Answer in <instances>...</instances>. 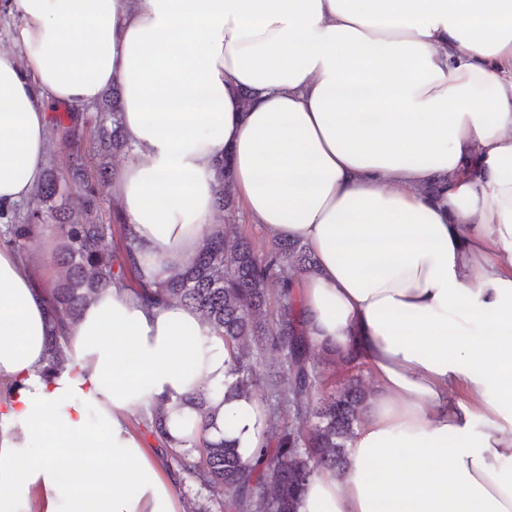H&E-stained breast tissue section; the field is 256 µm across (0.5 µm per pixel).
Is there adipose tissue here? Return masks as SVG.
<instances>
[{
    "mask_svg": "<svg viewBox=\"0 0 512 512\" xmlns=\"http://www.w3.org/2000/svg\"><path fill=\"white\" fill-rule=\"evenodd\" d=\"M0 205L43 174L49 104L121 87L112 180L136 274L178 272L216 231L217 159L267 242H303L316 344L355 349L375 392L341 476L297 512H512V0H10ZM83 37L79 51L67 39ZM48 297L0 246V512H180L130 417L161 401L179 448L249 457L266 418L222 337L117 288L45 371ZM483 429L472 433L474 417Z\"/></svg>",
    "mask_w": 512,
    "mask_h": 512,
    "instance_id": "adipose-tissue-1",
    "label": "adipose tissue"
}]
</instances>
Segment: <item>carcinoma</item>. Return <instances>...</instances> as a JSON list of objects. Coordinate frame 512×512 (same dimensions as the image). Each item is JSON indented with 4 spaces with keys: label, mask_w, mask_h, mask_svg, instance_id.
Returning a JSON list of instances; mask_svg holds the SVG:
<instances>
[{
    "label": "carcinoma",
    "mask_w": 512,
    "mask_h": 512,
    "mask_svg": "<svg viewBox=\"0 0 512 512\" xmlns=\"http://www.w3.org/2000/svg\"><path fill=\"white\" fill-rule=\"evenodd\" d=\"M120 90L103 95L95 124L67 108L54 116L62 143L88 144L70 152L67 171L75 186L71 207L47 212L61 183L55 174L56 152L34 196L0 213V244L23 254L26 242L52 219L62 239L60 273L48 289L53 308L46 336L48 369L61 371L70 362L68 330L84 307L106 289L117 286L148 305L173 300L197 309L230 351L238 376L236 394L259 397L267 386L270 400L265 443L245 460L237 448L206 438V425L195 428L196 456L176 449L160 406L151 404L134 424L154 441L151 448L165 470L208 491L222 512H296L299 497L318 473H339L348 466L347 442L363 421L369 393L353 381L327 397L318 394L322 370L311 362L314 343L297 308L294 273L307 272L314 258L299 241L283 240L261 250L246 237L207 235L180 273L153 283L132 275L135 254L119 212L100 218V186L107 180L103 160L117 150L129 151L120 112ZM218 212L232 193L227 159L215 165ZM121 228L122 245L112 242V225ZM275 308H270L269 295ZM271 347L276 368L259 375L255 351ZM288 406L290 421L279 424L277 410Z\"/></svg>",
    "instance_id": "obj_1"
}]
</instances>
